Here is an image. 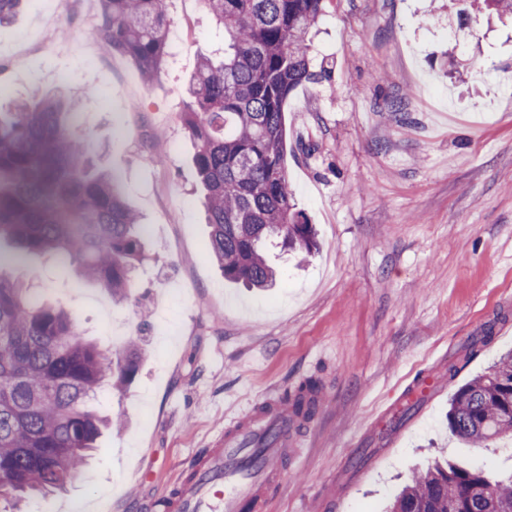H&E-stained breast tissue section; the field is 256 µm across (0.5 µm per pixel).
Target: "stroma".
Returning <instances> with one entry per match:
<instances>
[{
    "label": "stroma",
    "instance_id": "obj_1",
    "mask_svg": "<svg viewBox=\"0 0 512 512\" xmlns=\"http://www.w3.org/2000/svg\"><path fill=\"white\" fill-rule=\"evenodd\" d=\"M24 0L0 27V101L64 87L78 96V133L122 176L126 202L151 225L133 299L29 259L35 286L71 310L88 336L121 355L141 349L132 380L94 403L125 424L104 434L56 512H149L196 449L247 398L316 380L324 408L303 430L306 455L286 474L271 512H383L411 477L452 460L512 472V436L474 446L448 429V402L512 349V19L470 0H335L314 37L321 82L285 107L295 201L320 240L306 260L280 254L276 286L225 280L181 124L185 82L224 32L201 0H168L167 58L148 84L126 58L81 41L98 0ZM405 93L401 111H385ZM121 327L124 342L112 339ZM492 329V341L466 357ZM457 365L449 373V365ZM442 393L365 474L343 454L397 385L429 371Z\"/></svg>",
    "mask_w": 512,
    "mask_h": 512
}]
</instances>
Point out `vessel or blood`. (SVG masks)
Segmentation results:
<instances>
[{
    "label": "vessel or blood",
    "instance_id": "obj_1",
    "mask_svg": "<svg viewBox=\"0 0 512 512\" xmlns=\"http://www.w3.org/2000/svg\"><path fill=\"white\" fill-rule=\"evenodd\" d=\"M439 376L424 377L408 401L422 408L438 393ZM305 420L283 399L265 395L232 417L214 448L195 453L177 486L150 504V512H269L270 499L291 463L301 453ZM404 429L401 416L378 413L365 435L386 432L396 443Z\"/></svg>",
    "mask_w": 512,
    "mask_h": 512
}]
</instances>
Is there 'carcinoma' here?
<instances>
[{
  "label": "carcinoma",
  "instance_id": "carcinoma-1",
  "mask_svg": "<svg viewBox=\"0 0 512 512\" xmlns=\"http://www.w3.org/2000/svg\"><path fill=\"white\" fill-rule=\"evenodd\" d=\"M22 0H0V25ZM91 31L149 82L169 55L167 0H98ZM224 30L220 55L200 58L183 122L203 184L210 246L224 278L248 288L276 282L270 251L304 257L318 248L313 225L289 190L285 105L317 83L313 30L331 0H201ZM482 9L512 15V0ZM76 103L49 93L0 111V239L16 255H47L58 269L124 303L143 259L147 225L125 201L120 177L99 168L94 145L74 135ZM0 252V500L13 507L62 490L97 450L103 429L121 424L91 406L108 378L127 383L140 354L88 338L70 311L39 299ZM448 428L482 444L512 432V352L461 386ZM388 512H512V473L437 464L415 475Z\"/></svg>",
  "mask_w": 512,
  "mask_h": 512
}]
</instances>
